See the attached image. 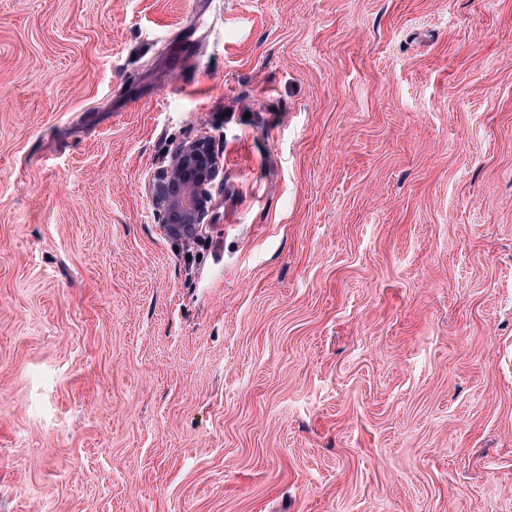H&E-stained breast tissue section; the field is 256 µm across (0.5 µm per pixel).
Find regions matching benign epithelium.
<instances>
[{
    "label": "benign epithelium",
    "mask_w": 512,
    "mask_h": 512,
    "mask_svg": "<svg viewBox=\"0 0 512 512\" xmlns=\"http://www.w3.org/2000/svg\"><path fill=\"white\" fill-rule=\"evenodd\" d=\"M222 172L207 136L201 134L173 149L168 165L157 170L148 184L168 235L179 237L201 229L213 209V183Z\"/></svg>",
    "instance_id": "7a95c632"
}]
</instances>
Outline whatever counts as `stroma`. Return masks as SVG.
Segmentation results:
<instances>
[{"mask_svg": "<svg viewBox=\"0 0 512 512\" xmlns=\"http://www.w3.org/2000/svg\"><path fill=\"white\" fill-rule=\"evenodd\" d=\"M0 512H512V0H0ZM222 172L220 158L207 136L180 142L173 149L168 165L157 170L148 184L169 236L198 231L206 223L213 209L211 189Z\"/></svg>", "mask_w": 512, "mask_h": 512, "instance_id": "35a3bbf8", "label": "stroma"}]
</instances>
